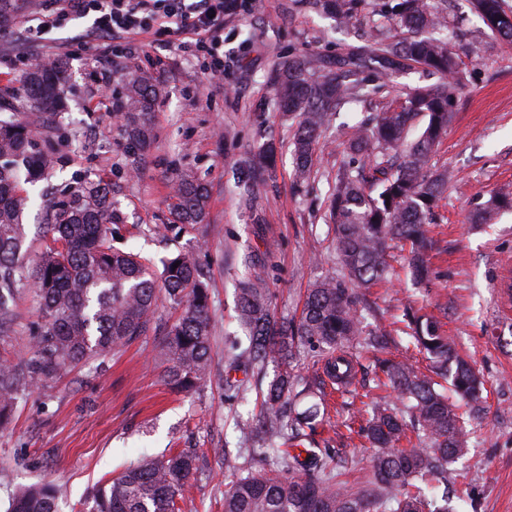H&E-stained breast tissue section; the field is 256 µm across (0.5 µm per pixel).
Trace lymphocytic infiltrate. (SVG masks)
<instances>
[{
	"label": "lymphocytic infiltrate",
	"instance_id": "f902f5d3",
	"mask_svg": "<svg viewBox=\"0 0 512 512\" xmlns=\"http://www.w3.org/2000/svg\"><path fill=\"white\" fill-rule=\"evenodd\" d=\"M40 26L65 28L75 17H92L87 34L100 54L133 48L134 38H165L181 52L206 58V75L224 78V24L228 0H44Z\"/></svg>",
	"mask_w": 512,
	"mask_h": 512
}]
</instances>
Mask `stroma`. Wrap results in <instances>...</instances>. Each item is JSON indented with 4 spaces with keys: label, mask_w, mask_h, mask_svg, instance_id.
Returning <instances> with one entry per match:
<instances>
[{
    "label": "stroma",
    "mask_w": 512,
    "mask_h": 512,
    "mask_svg": "<svg viewBox=\"0 0 512 512\" xmlns=\"http://www.w3.org/2000/svg\"><path fill=\"white\" fill-rule=\"evenodd\" d=\"M291 0H254L251 12L224 26V52L232 61L223 84L161 42L142 41L134 57L107 62L110 94L123 95L129 72L146 70L164 89L152 118L147 152L130 142L123 120L103 112L97 67L81 45L91 18L42 32L31 41L19 23L0 30V75L17 85L43 54L66 62L68 107L52 143L67 159L47 180L29 186V234L43 241L50 202L66 185L90 176L112 183L121 216L116 245L153 261L194 253L209 288L212 316L211 374L190 392L172 390L157 356L174 310L159 305V329L148 331L104 361L78 365L67 376L32 389L8 423L0 426V512L24 486L54 481L66 490L61 512H79L88 489L125 466L171 448L196 449L198 469L180 502L182 512H224V487L233 472L224 450L241 445L242 425L255 412L253 395L266 388L276 367L249 377L252 396L239 400L224 388V339L238 331L235 283L251 256H266V283L277 317L299 316L314 281L337 275L333 230L326 221L331 173L350 125L363 106L335 115L327 142L313 161L308 181L293 177V130L273 109L270 73L292 52L330 58L355 41L353 24L326 14L291 9ZM448 23L460 25L465 84L448 134L435 159L454 175L430 227V283L419 291L405 261L388 281L365 292L370 330L389 336L387 352L417 357L400 318L411 305L434 315L459 352L481 373L488 390V417L460 466L471 498L463 512H512V306H502L495 283L512 266V211L476 224L478 204L512 193V43L488 37L469 0H448ZM277 150L276 169L261 176L251 167L267 145ZM190 169L210 192L208 222L184 229L171 214L172 179ZM256 181V212L243 209L238 194ZM42 324L35 291L20 298L16 316L0 333V361L23 359Z\"/></svg>",
    "instance_id": "1"
}]
</instances>
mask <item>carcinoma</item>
I'll list each match as a JSON object with an SVG mask.
<instances>
[{
	"label": "carcinoma",
	"instance_id": "obj_1",
	"mask_svg": "<svg viewBox=\"0 0 512 512\" xmlns=\"http://www.w3.org/2000/svg\"><path fill=\"white\" fill-rule=\"evenodd\" d=\"M27 0H0V27L10 25ZM315 12L349 22L365 0H299ZM376 16L365 44L331 60L305 53L276 64L270 82L276 110L294 120V178L310 174L328 116L352 102L370 107L344 147L348 160L332 177L329 221L334 224L341 275L308 290L299 320H280L262 276L265 261L251 260L238 281V322L247 345L228 341L233 371L259 372L269 362L280 371L263 393L250 431L274 452L276 468L239 474L224 490V512H454L448 498V465L464 456L475 434L466 419L485 414V382L461 357L453 339L429 314L406 311L411 342L429 362L422 371L408 359L380 358L383 337L367 334L362 290L390 275L393 243L408 246L413 278L427 280L433 207L448 187V170L433 162L448 130L464 71L438 31L447 28L448 0H371ZM489 35L512 41V9L504 0H471ZM418 65L438 79L434 86L400 91L392 100L391 76ZM65 62H35L19 93L0 92V325L15 315L16 300L32 288L43 323L25 360L0 362V421L32 389L60 378L147 333L159 302L182 308L167 326L160 355L169 362L166 382L190 391L209 375L212 321L206 283L189 252L163 261L157 286L149 260L114 245L118 216L112 184L103 178L71 186L47 211L43 248L26 259L29 196L23 185L50 176L57 164L50 133L64 109ZM123 97L126 133L139 149L153 138L151 117L162 88L148 71L131 75ZM175 221L206 223L209 189L189 169L173 178ZM509 200L499 193L475 214L487 223ZM312 352L315 375L293 372L295 347ZM377 354L376 386L397 392L394 402H372L362 411V435L372 447L365 481L341 479L347 460L333 448L296 451L319 424L320 410L286 420L295 398L321 391L325 380L353 384V349ZM410 447L401 446L407 433ZM197 452L183 448L126 467L94 487L83 512H179L177 499L196 470ZM62 490L45 482L20 489L7 512H58Z\"/></svg>",
	"mask_w": 512,
	"mask_h": 512
}]
</instances>
